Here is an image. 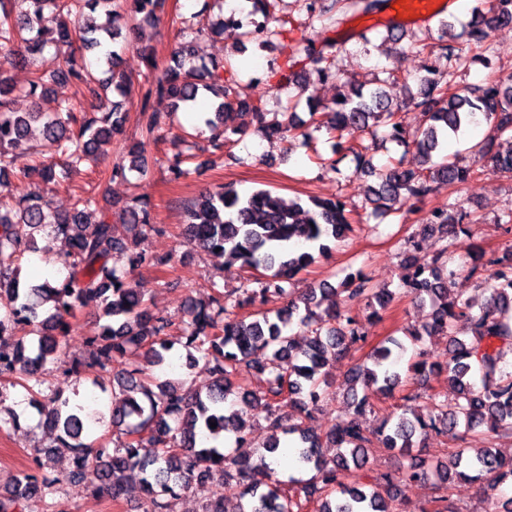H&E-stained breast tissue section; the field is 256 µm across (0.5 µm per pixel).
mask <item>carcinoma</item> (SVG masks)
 <instances>
[{
    "label": "carcinoma",
    "instance_id": "1",
    "mask_svg": "<svg viewBox=\"0 0 512 512\" xmlns=\"http://www.w3.org/2000/svg\"><path fill=\"white\" fill-rule=\"evenodd\" d=\"M341 0H308L310 17L324 21ZM164 0H0V180L16 175L22 181L33 177L47 184L58 181L55 165L40 163L14 170L15 160L34 132L41 133L45 146L65 159V168L78 169L95 154L97 147L121 132L126 113L124 104L132 93L131 81L122 72L120 55L113 49L104 51L102 72L106 80L78 61L74 50L95 51L108 40L126 39V31L137 23H152L161 12ZM512 26V0H477L471 19L458 34L448 35L454 23L441 22L440 38H465L479 54L470 56L440 45L447 53L448 73L434 68L417 76L419 95L415 100L393 107L385 92L377 87L350 84L329 104L307 97L310 116L319 112L331 115V122L314 129L326 128L337 138L335 152L344 150L346 135L371 130L369 121L388 128V139L413 147L421 164L407 166L398 160L378 182L368 187L367 201L375 210L402 206L410 200L422 201L434 191V183L450 186L466 183L472 169L456 158L440 155L446 141L464 129L487 122L494 133L512 135V81L488 80L482 84L457 88L454 72L466 70L478 57L492 53L489 32L497 27ZM235 34L263 46L274 39H288L287 22L277 28L269 26L256 32L248 27L234 29ZM184 41L172 59L149 82L140 98L142 129L147 137L160 134L170 123V113L148 108L152 96L169 98L174 108L190 106L210 95L206 125L213 131L210 146L221 153L230 136L240 129L227 125L233 108L246 107L258 122V131L266 138H283L287 133L303 138L308 144L312 134L294 120L305 88L296 80L295 67L313 59L317 81L336 78L323 65L324 57L316 54L310 41L298 43L291 65L276 71L277 89L299 88L288 96L286 120L265 122L262 98L248 97L232 86L224 85L223 62L191 63L193 40L199 32L181 29ZM52 48L69 50L64 66L46 76L34 73L24 93L37 103L52 82L85 87L112 88L118 99H99L91 117L76 115L75 103L63 100L48 115L34 107L29 112L13 108L14 88L9 84L6 67L27 61L28 56ZM421 110L427 127L407 140L400 128V113L408 107ZM495 138L474 145L483 167L492 172L512 173V144L504 150L494 148ZM363 144L351 148L355 169L372 173L374 167ZM142 146H131L127 158L119 159L110 177L126 176V171H144ZM126 221L133 225L130 237L115 235L109 215L100 210L92 194L73 197L69 210L58 213L45 199L19 194L8 202L0 200V343L17 335L21 326L38 327L36 339L25 345L19 341L13 356L0 351V375L12 374L31 398L40 401L42 426L53 436L55 446L74 452V468L68 481L82 478L85 462L94 459L100 478L99 490L119 501L128 492L126 474L141 473L145 512H174L176 489L185 490L214 479L234 481L240 488L235 512H304L315 498L318 512H393L392 502L401 483H433L444 490L458 479L478 483L491 491L486 512H512V497L500 500L495 491L512 486V458L497 449L461 448L447 461L427 468L410 463L395 472L383 473L370 481L358 477L350 484L340 481L348 471H362L373 448H382L400 460L410 456L420 439L434 432L455 440L486 427L489 433H512V363L502 364V349L512 347V252L489 261L496 266L485 306L474 309L470 300L448 288L456 276L455 258L469 266L474 275L484 266V252L471 239L475 236L464 225L467 212L453 203L432 208L422 231H435L450 238L459 251L443 248L432 261L417 256L418 244L408 241L404 250L403 292L415 301L428 300L433 309L430 321L408 331L406 340L395 337L379 342L367 360L354 368L348 382L352 412L340 419L324 434L313 426L318 403L329 395L331 383L326 367L330 358L347 352L368 336L356 318L338 305L320 308L328 295H345L347 301H365L374 307L369 318H381L395 298L388 288H374L359 273L350 274L338 285H311L297 296L287 285L331 250V243L341 240L352 229L346 205L336 197L284 199L268 190L243 194L232 186L205 190L187 210L185 233L200 248L224 255L228 270L261 271L253 280L255 287L243 288L245 298L231 295L211 285L213 294L206 301L189 305L188 319L181 328V344L190 363L203 364L210 377L206 391L186 385L184 381H156L147 376V366H162L173 344L168 339L170 321L161 311L150 308L142 283L128 278V273L111 265L116 256L128 258L130 267H163L169 257H154L142 244L157 231L145 205L125 210ZM49 226L64 237L68 251L60 259L67 269L62 279H46L40 284L20 287V262L25 253L35 250L32 237L25 229L39 231ZM468 242L459 244L460 237ZM270 294L287 299L277 309H258L245 316L236 309L245 304H263ZM88 302L100 305L105 324L98 335L86 341L88 360L68 362L61 358V345L70 333V319L75 310ZM307 328L309 336L303 346L287 334L293 324ZM457 321L469 324L471 338L460 339L453 332ZM448 336L452 363L448 364V383L455 392L452 404L430 398L424 409L402 408V412L385 417L376 438L364 435L359 417L373 409L370 396L390 397L405 386L407 378H421L438 364L430 361L423 348L424 337ZM142 352L146 365H128L113 376L112 384L120 389L108 405V412L91 405L62 399L50 391L47 365L56 364L66 374L81 378L85 369L105 370L130 350ZM411 353L406 373L395 369L399 359ZM255 372L265 376L257 389L243 387L245 375ZM362 387L358 395L356 387ZM235 396L252 407L265 410L266 429L270 431L265 454L253 460L249 435L253 423L241 410L225 411L228 397ZM110 416L112 427L125 436L117 447L109 449L84 442L92 425L104 423ZM216 427H210V423ZM234 434L233 450L224 451L219 438ZM293 437L298 461L312 471L307 483L284 488L275 477V469L266 462L281 445L280 435ZM326 448L336 449L328 455ZM62 479L39 477L20 471L0 488V512H37L41 502Z\"/></svg>",
    "mask_w": 512,
    "mask_h": 512
}]
</instances>
